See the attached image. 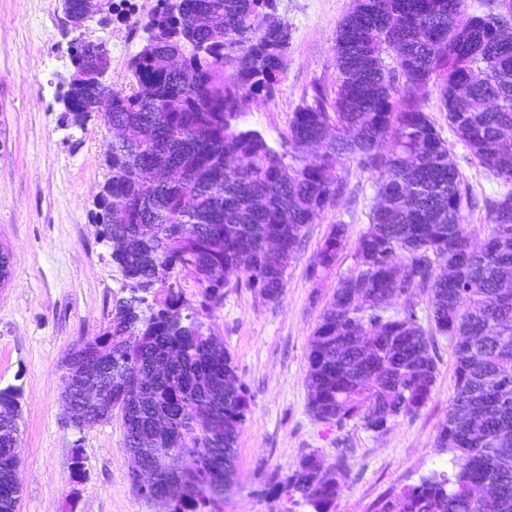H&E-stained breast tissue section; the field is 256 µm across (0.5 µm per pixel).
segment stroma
Masks as SVG:
<instances>
[{"instance_id": "1", "label": "stroma", "mask_w": 512, "mask_h": 512, "mask_svg": "<svg viewBox=\"0 0 512 512\" xmlns=\"http://www.w3.org/2000/svg\"><path fill=\"white\" fill-rule=\"evenodd\" d=\"M130 2L134 17L118 9L108 25L93 22L84 32L85 40L108 48L107 80L116 88L126 84L127 63L144 43L141 23L162 0ZM276 4L291 33L279 85L272 98L253 101L240 118L241 126L262 131L273 143L287 134L314 84L333 86L336 30L354 0ZM74 38L62 0H0V247L10 255L9 276L0 284V388L20 390L19 512H155L131 485L120 413L81 432L62 423L61 361L102 331L108 304L121 294V277L107 263L108 248L89 218L105 180L106 129L96 118L83 131L62 119ZM422 103L452 143L465 178L476 191L492 194L494 184L457 143L437 94L423 96ZM338 174L347 190L309 225L281 300L263 301L238 274L231 276L222 304L205 318L251 394L224 512H307L304 505L263 497L258 488L271 474L287 475L309 453L327 468L338 454L347 457L336 512H374L389 494L452 467L451 453L437 442L455 391V359L446 337H432L437 378L426 405L385 434L353 421L325 424L308 410L310 338L339 276L354 265L377 193L372 175L356 163ZM335 224L346 228L339 262L311 278L310 265ZM78 450L84 456L79 473L73 468Z\"/></svg>"}]
</instances>
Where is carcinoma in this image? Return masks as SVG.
Masks as SVG:
<instances>
[{"instance_id": "obj_1", "label": "carcinoma", "mask_w": 512, "mask_h": 512, "mask_svg": "<svg viewBox=\"0 0 512 512\" xmlns=\"http://www.w3.org/2000/svg\"><path fill=\"white\" fill-rule=\"evenodd\" d=\"M273 0H172L151 16L146 43L127 65L121 89L73 82L67 122L85 129L131 125L132 140L106 142V177L91 211L105 238L117 241L109 264L128 296L113 300L106 326L78 346L76 361L112 350V403L126 441L141 460L173 480L157 512H223L214 484L236 476L237 444L251 406L248 386L229 352L203 333L195 316L224 298L228 276L242 271L250 288L277 302L309 225L336 206L353 161L376 178L382 202L355 248L311 336L309 410L320 422L350 421L383 434L422 408L436 383L432 342L416 311L388 305L418 290L430 294V319L450 340L455 394L439 434L453 454L434 473L379 504V512H512V0H488L482 14L466 0H359L336 31V86L312 87L293 113L288 136L270 143L239 120L251 102L274 96L290 31L256 18ZM103 45L87 42L73 66L89 75ZM178 55L179 69L166 59ZM390 57L394 66L384 64ZM435 89L448 125L500 187L478 200L451 148L424 111ZM323 152L308 161L303 149ZM487 210L486 239L471 244L463 211ZM345 245L335 224L310 267L331 270ZM404 258V272L388 265ZM200 287L189 311L182 277ZM0 467L17 460L22 413L13 387L0 389ZM170 434L156 438L154 422ZM310 453L266 481L264 495L333 512L336 488ZM475 486L492 491L473 503ZM20 489L0 476V510L12 512Z\"/></svg>"}]
</instances>
